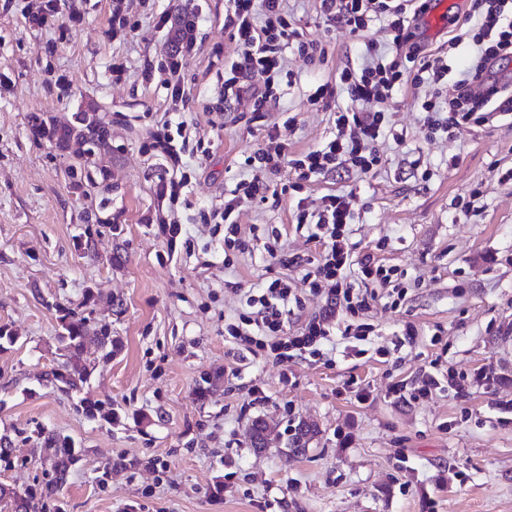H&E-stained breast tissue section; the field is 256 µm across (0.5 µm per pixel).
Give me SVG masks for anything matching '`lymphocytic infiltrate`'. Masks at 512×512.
I'll use <instances>...</instances> for the list:
<instances>
[{"instance_id": "f902f5d3", "label": "lymphocytic infiltrate", "mask_w": 512, "mask_h": 512, "mask_svg": "<svg viewBox=\"0 0 512 512\" xmlns=\"http://www.w3.org/2000/svg\"><path fill=\"white\" fill-rule=\"evenodd\" d=\"M316 18L326 30L342 31L360 40L371 22H379L386 33L388 49L367 44L359 63L338 66L336 78L318 84L307 97L310 105L335 107L337 92H345L349 106L335 107L334 128L315 150L292 156L277 130H269L264 142L244 154L240 166L245 173L236 195L223 211H210L204 221L227 223L224 245L239 246V229L228 221L239 206H257L269 198L272 178L282 167L295 170L298 181L349 170L367 174L383 162L381 145L386 140L402 141L386 107L393 94L412 91L420 99L428 138L455 139L468 126H484L499 115L512 113V92L496 85L497 73L512 62V0H470L467 14L447 47L423 52L413 41L425 0H312ZM224 25L239 48L236 60L224 67L222 101L249 104L264 112L279 100L283 84H296L299 75L287 68L285 50L306 60L327 57L322 40L307 37L295 20L288 0H225ZM199 14H191L185 33L168 58L156 68L145 67V81L159 80L174 111L189 100L182 80L188 59L199 51L195 30ZM469 43L471 58L464 71H455L448 47ZM485 92L473 96L474 83ZM352 195L344 190L324 194L316 208L297 200L293 222L308 228L320 244L317 256L308 259L301 278L278 275L262 287L245 291V312L239 313L226 333L242 350L269 349L277 362L321 355L334 334L328 319L306 324L300 334L287 330L304 294L326 293L328 300L350 313L369 308L378 290L398 297L406 292L396 275L397 268L384 265L377 255L361 253L351 237L355 212Z\"/></svg>"}]
</instances>
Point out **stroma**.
I'll use <instances>...</instances> for the list:
<instances>
[{
	"instance_id": "35a3bbf8",
	"label": "stroma",
	"mask_w": 512,
	"mask_h": 512,
	"mask_svg": "<svg viewBox=\"0 0 512 512\" xmlns=\"http://www.w3.org/2000/svg\"><path fill=\"white\" fill-rule=\"evenodd\" d=\"M26 3L0 0V440L13 450L0 485L24 493L50 481L54 433L71 439L75 459L41 512H512V182L498 180L512 168V118L430 140L418 103L396 93L405 141L387 144L378 171L317 176L295 192L283 169L286 194L231 214L250 246L227 252L223 226L199 209L230 199L241 155L268 128L293 155L322 143L334 112L307 96L341 60H358V45L338 31L327 62L287 53L301 82L278 108L221 109L209 63L237 54L224 0H158L174 24L202 13L200 51L184 70L189 183L168 205L155 185L172 169L150 147L168 105L141 73L167 57L170 33L136 0H74L80 22L42 29L25 26ZM116 8L131 27L114 37ZM116 62L126 67L119 82ZM90 102L112 123L108 193L77 190L73 158L29 131L31 114L67 117ZM333 189L354 195L359 251L405 272V301L372 302L362 317L371 332L337 337L323 357L281 365L242 354L224 333L242 289L302 276L295 258L318 247L291 230L294 204ZM475 189L483 209L464 216L453 204ZM160 214L180 223L178 235L162 232ZM256 224L288 226L280 258L252 242ZM67 313L90 331L109 324L112 352L70 357L58 341ZM406 323L416 335L403 345ZM58 366L86 371L81 391L59 390ZM429 374L441 387L418 396ZM85 397L117 421L90 417ZM257 417L282 435L302 419L319 433L302 455L257 452Z\"/></svg>"
}]
</instances>
